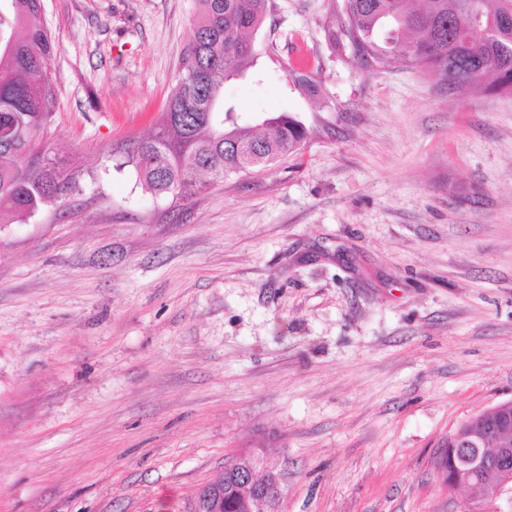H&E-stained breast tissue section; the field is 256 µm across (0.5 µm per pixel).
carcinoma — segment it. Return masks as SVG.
I'll return each instance as SVG.
<instances>
[{
	"label": "carcinoma",
	"mask_w": 512,
	"mask_h": 512,
	"mask_svg": "<svg viewBox=\"0 0 512 512\" xmlns=\"http://www.w3.org/2000/svg\"><path fill=\"white\" fill-rule=\"evenodd\" d=\"M193 32L154 130L119 150L152 195L184 206L209 186L237 173L245 158L225 148L224 136L246 146L254 126L241 124L226 104L224 85L245 74L253 36L268 0H195ZM403 0H347L344 14L331 6L324 31L331 43L347 42L368 70L415 66L437 71L450 87L487 83L494 95L512 96V0H475L482 28L471 26L467 0H423L404 10ZM41 0H0V216L27 217L82 192L80 176L65 160L37 148L55 103L52 60L57 51L40 14ZM302 93L319 96L315 73L289 71ZM268 164L294 152L308 129L282 112L265 117Z\"/></svg>",
	"instance_id": "carcinoma-1"
}]
</instances>
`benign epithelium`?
I'll list each match as a JSON object with an SVG mask.
<instances>
[{
  "label": "benign epithelium",
  "instance_id": "1",
  "mask_svg": "<svg viewBox=\"0 0 512 512\" xmlns=\"http://www.w3.org/2000/svg\"><path fill=\"white\" fill-rule=\"evenodd\" d=\"M512 432V400L499 403L491 412L463 422L450 436L460 442L452 458V468L441 475L450 492L461 488H480L481 498L464 506L463 512H496L493 502L502 491H512V448H490L492 436ZM242 497L246 507L258 512H282L284 496L277 465L254 448L231 457V468L224 477L199 488L193 512H224V490Z\"/></svg>",
  "mask_w": 512,
  "mask_h": 512
}]
</instances>
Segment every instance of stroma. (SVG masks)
Returning a JSON list of instances; mask_svg holds the SVG:
<instances>
[{
	"label": "stroma",
	"instance_id": "1",
	"mask_svg": "<svg viewBox=\"0 0 512 512\" xmlns=\"http://www.w3.org/2000/svg\"><path fill=\"white\" fill-rule=\"evenodd\" d=\"M330 2L268 0L259 79L224 86L240 121L296 115L303 148L175 208L112 149L163 112L194 0H43L42 143L84 190L0 223V512H192L246 447L282 512L472 498L435 461L512 399V96L361 68ZM292 84L302 93L310 96H319V84L315 73L307 68H294L289 71Z\"/></svg>",
	"mask_w": 512,
	"mask_h": 512
}]
</instances>
